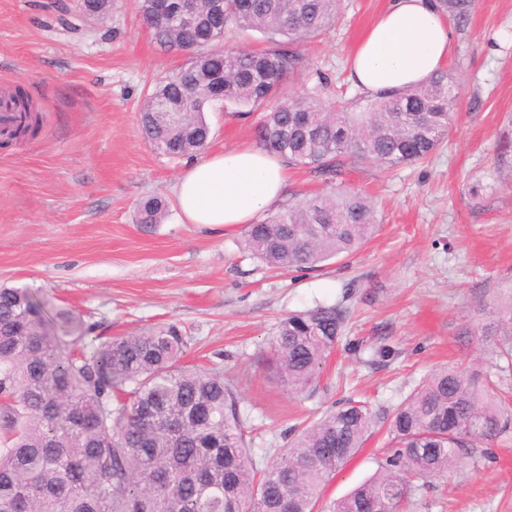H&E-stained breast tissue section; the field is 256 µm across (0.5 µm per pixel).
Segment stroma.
<instances>
[{"mask_svg": "<svg viewBox=\"0 0 512 512\" xmlns=\"http://www.w3.org/2000/svg\"><path fill=\"white\" fill-rule=\"evenodd\" d=\"M388 4L339 0L333 27L303 46L294 92L320 84L366 109L347 58ZM451 27L448 139L422 163L346 170L343 186L374 201L379 227L303 273L244 257L241 231L185 223L173 199L187 162L156 152L139 125L154 83L184 58L153 44L136 0H115L103 23L76 0H0V90L23 88L42 115L36 137L0 144V285L31 288L104 339L177 323L187 361L234 384L260 467L286 453L290 429L336 402H368L375 432L326 485L315 510L330 512L380 468L393 410L433 369L479 373L512 407L500 339L480 333L512 293V0H474ZM205 118L208 151L257 142L259 113L227 102ZM155 194L171 201L164 219L137 224ZM335 303L351 317L316 390L289 392L265 368L279 321ZM383 345L390 357H378ZM403 512H512V429L419 487Z\"/></svg>", "mask_w": 512, "mask_h": 512, "instance_id": "35a3bbf8", "label": "stroma"}]
</instances>
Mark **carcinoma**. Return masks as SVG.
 Segmentation results:
<instances>
[{
  "instance_id": "1",
  "label": "carcinoma",
  "mask_w": 512,
  "mask_h": 512,
  "mask_svg": "<svg viewBox=\"0 0 512 512\" xmlns=\"http://www.w3.org/2000/svg\"><path fill=\"white\" fill-rule=\"evenodd\" d=\"M160 50L185 56L144 100L140 125L153 147L175 159L208 143L204 108L231 102L263 113L256 128L265 150L335 180L349 167H396L428 158L451 131L459 86L441 71L400 95L376 98L359 112L317 91L290 94L303 66L300 44L326 34L337 0H137ZM455 19L472 0H439ZM104 22L112 0H79ZM263 33L261 50L213 48L224 31ZM10 136L34 137L39 117L18 90ZM167 204L142 200L137 223L159 224ZM377 210L342 187L291 204L244 226L245 250L273 267L314 270L364 244ZM30 289L0 287V512H314L326 483L371 435L372 413L345 401L298 433L287 453L259 470L246 441V418L224 373L183 361L186 336L174 324L89 338L80 318ZM350 318L348 307L318 305L282 318L267 372L288 390L315 387ZM489 330L512 360V300ZM512 427V410L480 378L452 367L430 373L390 420V450L380 470L333 504L332 512H399L416 482L463 462L462 451Z\"/></svg>"
}]
</instances>
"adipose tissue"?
<instances>
[{
  "mask_svg": "<svg viewBox=\"0 0 512 512\" xmlns=\"http://www.w3.org/2000/svg\"><path fill=\"white\" fill-rule=\"evenodd\" d=\"M453 31L436 0H390L351 52L349 79L377 94L403 92L448 63ZM286 160L253 146L193 162L175 186L187 223L240 227L281 200L288 188Z\"/></svg>",
  "mask_w": 512,
  "mask_h": 512,
  "instance_id": "ef3b65f1",
  "label": "adipose tissue"
}]
</instances>
